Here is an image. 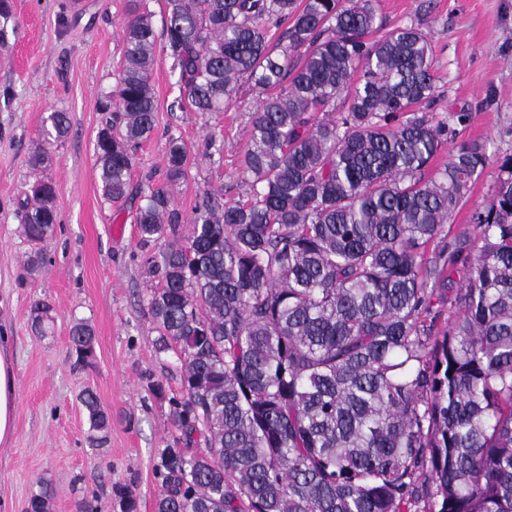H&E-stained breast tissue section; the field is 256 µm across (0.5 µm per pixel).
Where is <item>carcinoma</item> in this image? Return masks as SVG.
<instances>
[{
	"instance_id": "1",
	"label": "carcinoma",
	"mask_w": 512,
	"mask_h": 512,
	"mask_svg": "<svg viewBox=\"0 0 512 512\" xmlns=\"http://www.w3.org/2000/svg\"><path fill=\"white\" fill-rule=\"evenodd\" d=\"M161 34L129 0L125 52L96 136L105 201L122 206L136 146L154 129L156 48L179 69L178 105L217 112L251 81L259 101L243 174L247 200L207 193L186 242L168 187L187 151L167 146L166 184L136 213L157 281V354L180 362L169 399L176 446L162 449L155 512H512V156L467 248L438 247L490 166L441 117L432 48L415 25L386 29L377 0H165ZM286 25L271 44L270 27ZM343 100L342 109L336 101ZM47 139L70 128L46 118ZM55 186H28L21 233L57 221ZM465 270L455 317L437 329L448 277ZM79 360L94 336L70 331ZM97 440L110 418L88 389ZM204 447H198V444ZM113 494L137 512L128 487ZM41 487L26 512H49Z\"/></svg>"
}]
</instances>
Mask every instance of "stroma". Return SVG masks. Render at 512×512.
I'll list each match as a JSON object with an SVG mask.
<instances>
[{"mask_svg":"<svg viewBox=\"0 0 512 512\" xmlns=\"http://www.w3.org/2000/svg\"><path fill=\"white\" fill-rule=\"evenodd\" d=\"M0 48V330L10 337L17 382L16 425L0 444V503L25 512L41 484L53 489L50 512H122L112 493L126 484L139 512H154L161 486L153 474L159 449L179 431L169 397L179 395L175 354L154 350L148 314L151 283L143 274L150 249L141 248L135 212L149 186L163 181L170 139L187 148L188 176L172 190L184 218L209 192L236 200L249 187L241 162L250 146L258 94L242 83L236 101L219 112L176 107L178 72L158 53L151 82L155 129L133 155L130 198L113 207L102 197L95 143L106 115L101 98L114 90L124 53L127 0H12ZM388 26L420 23L431 43L442 97L439 115L465 110L461 139L486 144L492 160L453 214L446 238L463 247L476 216L494 195L495 162L512 155V0H380ZM68 113L67 138L45 145V118ZM47 147L51 160L33 166ZM56 189L58 222L42 242L20 233L17 212L34 178ZM40 260L36 276L23 269ZM45 301L51 319L44 333L32 327L31 305ZM94 331L90 364L78 362L70 329ZM166 387L155 397L151 382ZM92 389L110 415L108 441L95 446L81 396Z\"/></svg>","mask_w":512,"mask_h":512,"instance_id":"obj_1","label":"stroma"}]
</instances>
